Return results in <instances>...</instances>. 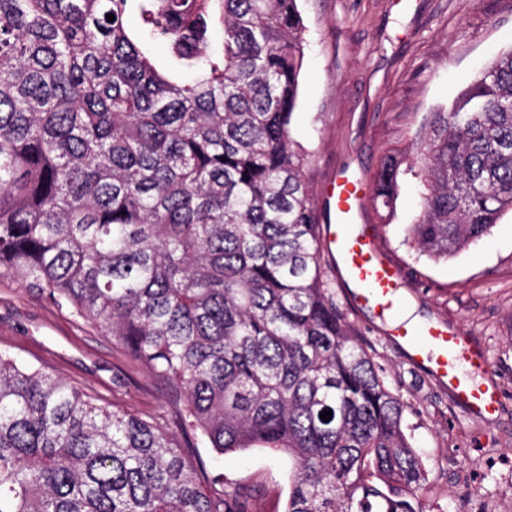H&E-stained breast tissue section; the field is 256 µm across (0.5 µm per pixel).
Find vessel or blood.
Listing matches in <instances>:
<instances>
[{
    "label": "vessel or blood",
    "instance_id": "1",
    "mask_svg": "<svg viewBox=\"0 0 512 512\" xmlns=\"http://www.w3.org/2000/svg\"><path fill=\"white\" fill-rule=\"evenodd\" d=\"M325 190L329 220L321 227V243L337 264L351 304L375 312L408 357L447 386L455 403L472 419L493 421L500 395L485 351L444 322L417 326L398 317L403 270L365 221V180L341 169L329 177Z\"/></svg>",
    "mask_w": 512,
    "mask_h": 512
}]
</instances>
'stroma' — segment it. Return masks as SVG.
<instances>
[{
	"instance_id": "obj_1",
	"label": "stroma",
	"mask_w": 512,
	"mask_h": 512,
	"mask_svg": "<svg viewBox=\"0 0 512 512\" xmlns=\"http://www.w3.org/2000/svg\"><path fill=\"white\" fill-rule=\"evenodd\" d=\"M306 27L294 140L311 154L313 203L347 167L374 182L381 159L408 150L431 112L448 104L500 51L512 46V0H299ZM417 185L404 179L391 223L375 203L367 219L404 269L405 304L419 319L461 328L488 354L501 389L493 422L470 419L447 389L417 368L374 313L355 309L333 267L326 278L358 342L372 348L406 406L404 427L426 467L421 512H512V216L455 257L416 251L408 225ZM0 351L116 405L169 424L144 370L105 332L0 275ZM199 453L208 470L255 489L252 512H284L287 455L266 448Z\"/></svg>"
}]
</instances>
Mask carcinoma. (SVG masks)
<instances>
[{"mask_svg": "<svg viewBox=\"0 0 512 512\" xmlns=\"http://www.w3.org/2000/svg\"><path fill=\"white\" fill-rule=\"evenodd\" d=\"M304 35L298 0H0V274L111 335L180 429L0 352V512H251L202 440L287 454L285 512H419L404 404L324 279ZM408 174L435 261L512 213V48L383 158L381 217Z\"/></svg>", "mask_w": 512, "mask_h": 512, "instance_id": "1", "label": "carcinoma"}]
</instances>
